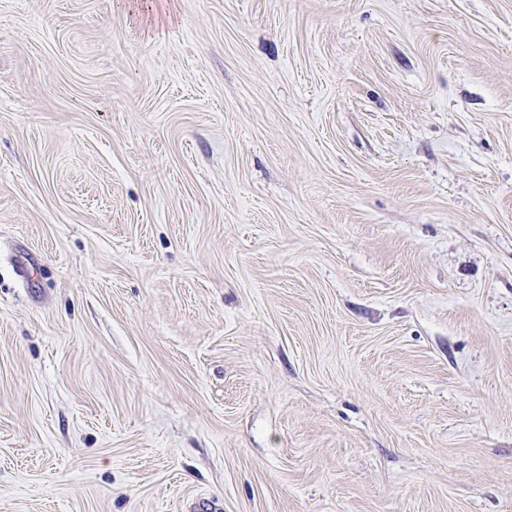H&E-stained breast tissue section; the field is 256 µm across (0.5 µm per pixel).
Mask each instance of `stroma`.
I'll return each instance as SVG.
<instances>
[{
	"label": "stroma",
	"mask_w": 512,
	"mask_h": 512,
	"mask_svg": "<svg viewBox=\"0 0 512 512\" xmlns=\"http://www.w3.org/2000/svg\"><path fill=\"white\" fill-rule=\"evenodd\" d=\"M0 512H512V0H0Z\"/></svg>",
	"instance_id": "1"
}]
</instances>
